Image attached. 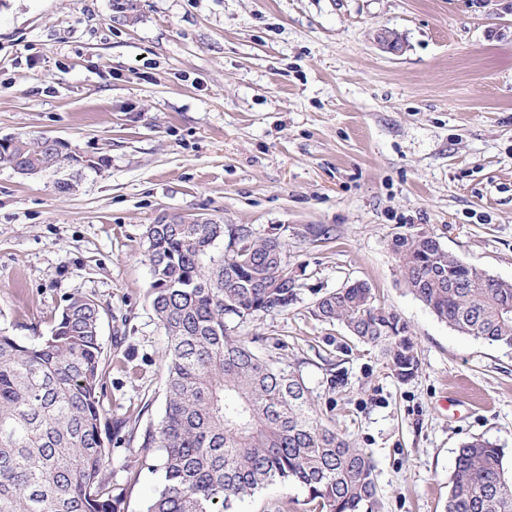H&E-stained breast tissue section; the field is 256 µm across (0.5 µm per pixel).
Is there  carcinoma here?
Listing matches in <instances>:
<instances>
[{"instance_id":"obj_1","label":"carcinoma","mask_w":512,"mask_h":512,"mask_svg":"<svg viewBox=\"0 0 512 512\" xmlns=\"http://www.w3.org/2000/svg\"><path fill=\"white\" fill-rule=\"evenodd\" d=\"M64 161L47 137L0 144V166L31 175ZM150 301L167 338L165 406L142 434L160 452L162 483L145 512H226L274 483L307 492L313 512H380L371 455L313 408L299 369L280 367L230 323L278 314L301 284L277 237L245 224H150ZM219 255H214L217 246ZM392 255L409 291L458 332L512 350V282L450 253L426 230L395 234ZM318 319L379 348L400 381L419 354L407 324L366 282L318 298ZM100 305L74 295L45 336L0 329V512H123L106 478L102 396L108 359ZM443 512H512V469L486 439L461 444Z\"/></svg>"}]
</instances>
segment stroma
Segmentation results:
<instances>
[{
    "label": "stroma",
    "instance_id": "stroma-1",
    "mask_svg": "<svg viewBox=\"0 0 512 512\" xmlns=\"http://www.w3.org/2000/svg\"><path fill=\"white\" fill-rule=\"evenodd\" d=\"M0 0V139L45 135L85 156L76 192L0 167V327L48 334L69 296L95 298L112 357L107 418L164 409L167 339L152 311L145 229L177 218L279 237L297 304L240 323L300 365L336 429L375 464L382 512H442L455 451L512 462V353L464 335L409 293L389 243L425 229L512 281V0ZM398 32L401 53L377 41ZM330 239L303 236L306 225ZM368 282L418 346L397 380L379 351L317 320L314 301ZM109 479L143 512L156 449L113 439ZM273 484L234 512H309Z\"/></svg>",
    "mask_w": 512,
    "mask_h": 512
}]
</instances>
